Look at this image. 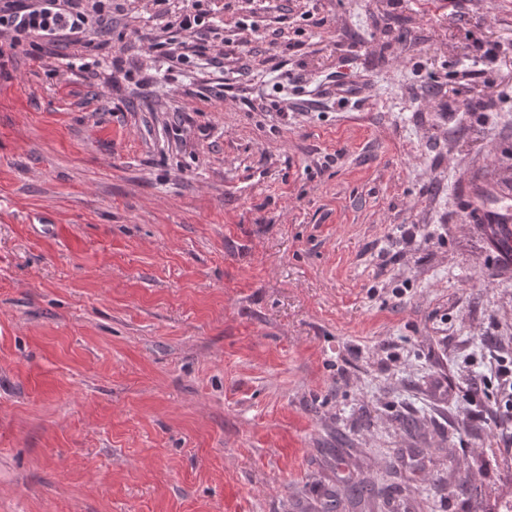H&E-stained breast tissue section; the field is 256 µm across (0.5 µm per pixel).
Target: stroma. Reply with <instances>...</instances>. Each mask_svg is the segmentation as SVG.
Masks as SVG:
<instances>
[{
    "label": "stroma",
    "mask_w": 512,
    "mask_h": 512,
    "mask_svg": "<svg viewBox=\"0 0 512 512\" xmlns=\"http://www.w3.org/2000/svg\"><path fill=\"white\" fill-rule=\"evenodd\" d=\"M222 3L0 77V512H500L512 0ZM179 8L180 12L174 21H168L164 26L165 30L175 28L176 34H183L189 38L204 35L214 29V14L208 3L210 0H185ZM477 222L487 224L500 260L512 261V210L508 206L493 214L482 213ZM492 358L493 362H489V364L499 387L498 392L501 390L508 396V399L502 402V398L498 399L491 421L496 434L508 441H510L511 435L512 442V362L508 366L504 357L499 355H496V357L490 356V359Z\"/></svg>",
    "instance_id": "obj_1"
}]
</instances>
